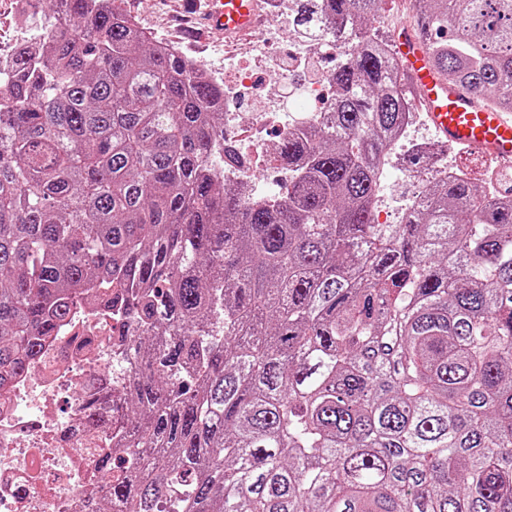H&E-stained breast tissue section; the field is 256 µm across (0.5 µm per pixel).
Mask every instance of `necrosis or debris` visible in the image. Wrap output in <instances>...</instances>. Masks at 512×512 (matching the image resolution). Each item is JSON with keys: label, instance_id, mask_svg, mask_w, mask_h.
Segmentation results:
<instances>
[{"label": "necrosis or debris", "instance_id": "1", "mask_svg": "<svg viewBox=\"0 0 512 512\" xmlns=\"http://www.w3.org/2000/svg\"><path fill=\"white\" fill-rule=\"evenodd\" d=\"M279 36V29L264 27L243 66L224 67V137L244 159L225 168L227 181L250 184L257 166L272 161L267 127L282 134L295 128L276 96L257 81L262 72L282 83L292 79L271 51ZM243 102L256 105L245 120ZM122 330L112 309L98 302L77 305L45 343L42 358L0 395V512H90L93 499L105 493L96 464L112 452V424L89 429L86 415L112 394L110 367L125 356L116 340Z\"/></svg>", "mask_w": 512, "mask_h": 512}]
</instances>
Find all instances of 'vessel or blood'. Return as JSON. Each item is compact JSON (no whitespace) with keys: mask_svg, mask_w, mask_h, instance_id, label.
<instances>
[{"mask_svg":"<svg viewBox=\"0 0 512 512\" xmlns=\"http://www.w3.org/2000/svg\"><path fill=\"white\" fill-rule=\"evenodd\" d=\"M203 27L227 35L252 32L257 26L255 0H203ZM396 50L439 138L471 152L512 162V113L480 105L466 89L448 84L430 66L426 47L413 29L394 36Z\"/></svg>","mask_w":512,"mask_h":512,"instance_id":"vessel-or-blood-1","label":"vessel or blood"}]
</instances>
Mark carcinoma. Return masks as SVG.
<instances>
[{"mask_svg": "<svg viewBox=\"0 0 512 512\" xmlns=\"http://www.w3.org/2000/svg\"><path fill=\"white\" fill-rule=\"evenodd\" d=\"M344 49L279 138L283 195L224 182V86L112 0H53L0 60V390L79 299L137 367L99 512H512V201L464 177L374 222L413 88L381 0H291ZM432 67L512 112V0H415Z\"/></svg>", "mask_w": 512, "mask_h": 512, "instance_id": "carcinoma-1", "label": "carcinoma"}]
</instances>
